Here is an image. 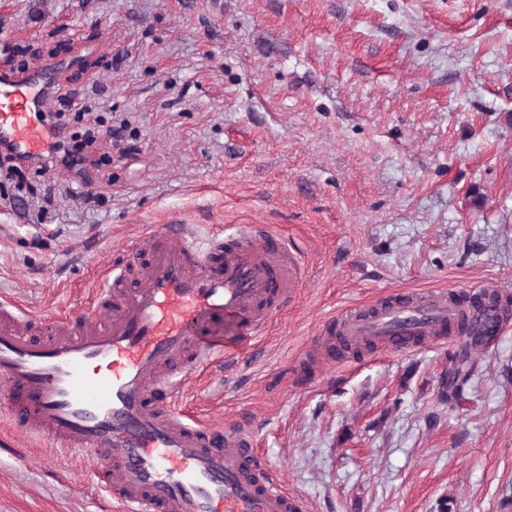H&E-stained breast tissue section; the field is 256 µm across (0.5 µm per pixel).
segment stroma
Returning <instances> with one entry per match:
<instances>
[{"mask_svg": "<svg viewBox=\"0 0 512 512\" xmlns=\"http://www.w3.org/2000/svg\"><path fill=\"white\" fill-rule=\"evenodd\" d=\"M50 70L85 165L0 155V300L84 310L95 267L154 224H262L305 258L248 362L190 380L203 424L249 422L307 512H512V319L293 366L329 318L398 291L512 288V0H0V69ZM0 512H115L84 454L16 427Z\"/></svg>", "mask_w": 512, "mask_h": 512, "instance_id": "stroma-1", "label": "stroma"}]
</instances>
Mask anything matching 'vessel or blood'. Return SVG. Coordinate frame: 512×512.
<instances>
[{"instance_id": "b4317fda", "label": "vessel or blood", "mask_w": 512, "mask_h": 512, "mask_svg": "<svg viewBox=\"0 0 512 512\" xmlns=\"http://www.w3.org/2000/svg\"><path fill=\"white\" fill-rule=\"evenodd\" d=\"M51 76L0 70V151L27 164L62 149L48 123ZM303 262L266 226L199 240L159 224L131 259L110 266L95 308L59 320L0 302V385L22 430L94 460L129 512H306L269 476L250 426L200 427L174 399L194 375L249 359L287 307ZM498 336V310L463 308L453 292H398L325 322L327 348L400 353L468 330Z\"/></svg>"}]
</instances>
